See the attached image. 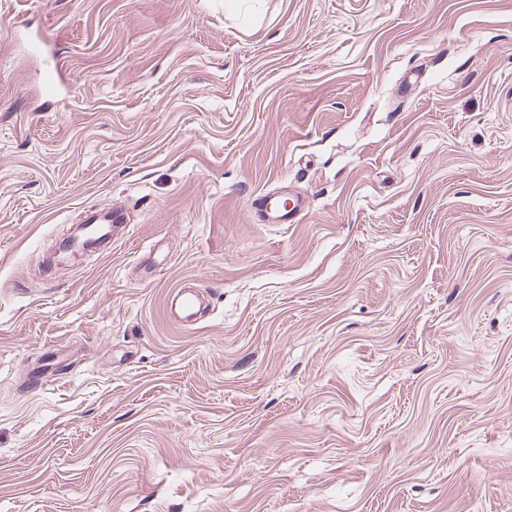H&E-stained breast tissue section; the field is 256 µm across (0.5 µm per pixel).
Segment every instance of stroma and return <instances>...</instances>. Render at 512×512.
<instances>
[{
	"mask_svg": "<svg viewBox=\"0 0 512 512\" xmlns=\"http://www.w3.org/2000/svg\"><path fill=\"white\" fill-rule=\"evenodd\" d=\"M0 512H512V0H0ZM66 77L58 61H54L44 71L43 89L47 96L63 100L66 95ZM288 200V206L285 203ZM257 221L262 224H297L308 209V202L301 196L278 193L257 195L251 202ZM126 215L122 208L110 210H91L86 213L82 224H86L80 233L72 237L70 246L81 250L90 239L102 240L101 245L112 248V239H116L125 228ZM166 309L171 321L181 327L191 328L198 320L199 299L193 288L181 281L167 295Z\"/></svg>",
	"mask_w": 512,
	"mask_h": 512,
	"instance_id": "1",
	"label": "stroma"
}]
</instances>
